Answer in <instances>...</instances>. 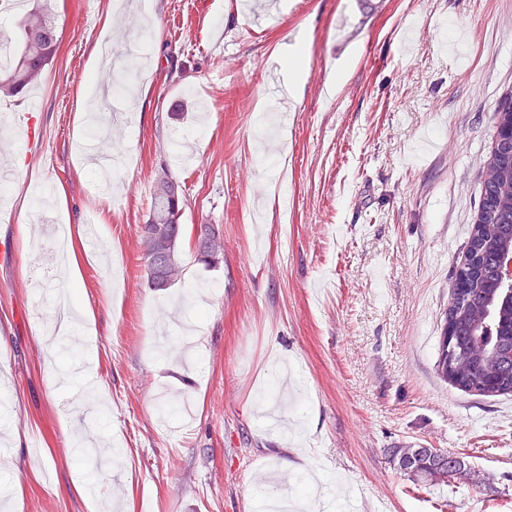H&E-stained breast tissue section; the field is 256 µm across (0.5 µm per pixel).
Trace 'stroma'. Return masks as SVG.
<instances>
[{
    "label": "stroma",
    "mask_w": 512,
    "mask_h": 512,
    "mask_svg": "<svg viewBox=\"0 0 512 512\" xmlns=\"http://www.w3.org/2000/svg\"><path fill=\"white\" fill-rule=\"evenodd\" d=\"M358 0H277L256 26L242 0H48L58 48L25 96L0 98V512H256L264 474L326 493L343 512H512V395L482 396L438 369L451 285L480 203L495 111L512 95V0H384L348 43ZM147 33L113 84L145 107L131 123L90 57ZM303 47L302 94L267 91L276 56ZM95 103L99 152H123L112 189L77 176ZM168 168L185 194L182 279L145 288L138 230ZM95 226L78 274L38 288L52 250L41 218ZM217 225L224 260L198 263ZM88 318L67 350L36 330L52 295ZM86 367L99 387L74 380ZM86 434L90 456L71 451ZM469 462L481 482L417 486L391 449ZM93 477L97 492L75 489ZM22 494L15 510L13 494ZM196 253L198 262L212 268L211 260L224 259V237L213 224H200L196 231Z\"/></svg>",
    "instance_id": "1"
}]
</instances>
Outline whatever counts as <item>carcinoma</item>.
<instances>
[{
  "mask_svg": "<svg viewBox=\"0 0 512 512\" xmlns=\"http://www.w3.org/2000/svg\"><path fill=\"white\" fill-rule=\"evenodd\" d=\"M8 65H0V93L21 95L35 85L51 64L57 35L51 17L42 5H34L20 19L16 35L9 41ZM512 123V97L496 110V135L491 163L484 174L477 219L466 244L465 264L472 269L465 288L451 294L448 312L454 318L453 341L457 350V379L448 376V352L440 345L439 367L444 379L465 392L484 396L512 394V302L498 276L500 259L512 254V145L501 136ZM177 179L166 169L154 183L149 214L139 231L144 260L143 282L154 290H165L183 277L181 218L184 205L174 201ZM198 262L212 268L224 259V237L212 224L196 231ZM457 454L440 448L414 445L395 448L392 462L414 484L448 486L472 480L468 463L459 477L442 480L440 468Z\"/></svg>",
  "mask_w": 512,
  "mask_h": 512,
  "instance_id": "obj_1",
  "label": "carcinoma"
}]
</instances>
